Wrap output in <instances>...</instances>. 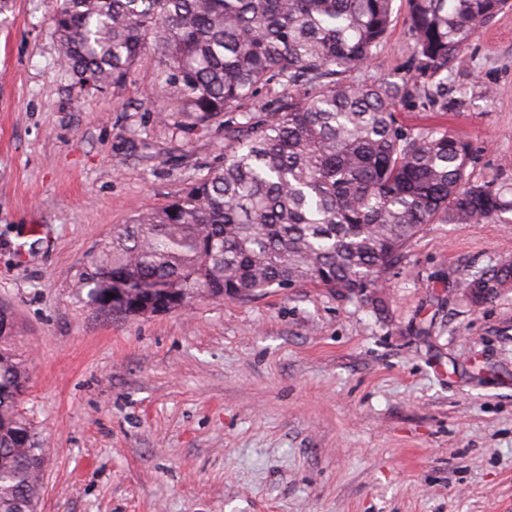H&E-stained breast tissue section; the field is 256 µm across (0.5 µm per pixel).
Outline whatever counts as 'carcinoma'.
Returning <instances> with one entry per match:
<instances>
[{
  "instance_id": "1",
  "label": "carcinoma",
  "mask_w": 512,
  "mask_h": 512,
  "mask_svg": "<svg viewBox=\"0 0 512 512\" xmlns=\"http://www.w3.org/2000/svg\"><path fill=\"white\" fill-rule=\"evenodd\" d=\"M394 0H59L51 21L63 69L81 92L124 84L150 47L155 87L197 124L224 120L222 162L168 205L137 214L103 243L83 287L96 310L125 271L183 292L243 299L315 284L341 295L381 287L428 224H512V198L471 179V145L444 127L403 129L397 108L445 96L434 82L512 0H406L417 75L346 82L386 41ZM290 90L271 112L256 93ZM476 302L512 288L504 262L462 282ZM28 377L0 354V512H36L47 457L19 410Z\"/></svg>"
}]
</instances>
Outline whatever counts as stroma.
<instances>
[{
	"mask_svg": "<svg viewBox=\"0 0 512 512\" xmlns=\"http://www.w3.org/2000/svg\"><path fill=\"white\" fill-rule=\"evenodd\" d=\"M54 7L0 13V350L49 450L40 512H512V289L459 286L512 260V224L427 225L378 306L306 284L103 314L81 288L98 248L207 173L224 120L148 102L151 49L78 92ZM406 10L350 81L414 76ZM446 84L447 111L406 103L403 126L466 138L472 180L512 187V9Z\"/></svg>",
	"mask_w": 512,
	"mask_h": 512,
	"instance_id": "obj_1",
	"label": "stroma"
}]
</instances>
